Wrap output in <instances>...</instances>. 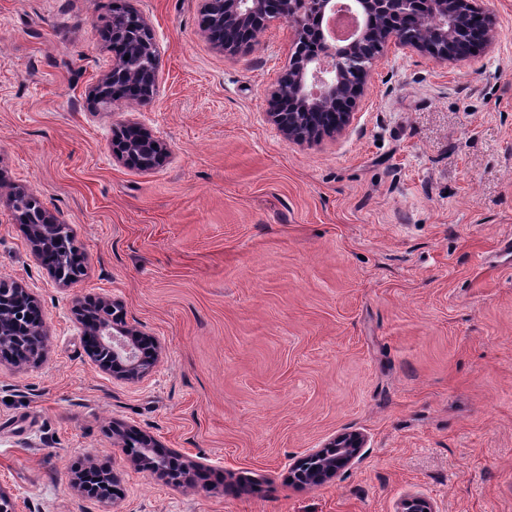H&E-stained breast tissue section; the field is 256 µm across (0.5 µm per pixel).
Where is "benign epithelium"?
<instances>
[{"mask_svg": "<svg viewBox=\"0 0 512 512\" xmlns=\"http://www.w3.org/2000/svg\"><path fill=\"white\" fill-rule=\"evenodd\" d=\"M204 29L211 32L217 46L241 53L251 48L248 36L274 21L290 29L292 52L288 88L279 89L285 103L268 113L269 120L290 140L303 142L322 133L331 135L349 125L356 100L361 96L370 65L359 58L362 48L375 42L378 51L390 44L409 48L432 57L451 60L457 45L468 39L474 43L493 38V19L486 0H424L425 13L417 10L419 0H224V13H211L212 0H200ZM355 10L361 17L349 34L336 35V12ZM112 41V67L97 82L91 99L97 104L122 101L110 92V83L122 79L139 88L143 67L158 66L159 55L149 24L143 14L129 6L112 14L107 24ZM112 152L129 166L149 171L161 166L167 148L138 123L128 121L115 131ZM31 206L32 221L27 225L32 254L42 260L44 244L66 236V225L36 205L22 193L10 196L9 204L22 210ZM79 250H63L49 270L64 287L78 278L82 267ZM39 310L33 295L20 283L0 290V350L16 347L30 331L26 322ZM87 355L112 377L137 381L148 375L159 358L156 342L126 322L123 305L104 298L92 306L75 307ZM113 434L126 453L132 454L143 470L171 478V469L186 471L182 463L157 451L152 438L118 428ZM357 432L331 438L321 449L294 466L291 472L302 481L324 482L350 464L363 447ZM316 462L308 468L309 462ZM26 502L0 490V512H26ZM397 512H437L433 502L423 496L401 499Z\"/></svg>", "mask_w": 512, "mask_h": 512, "instance_id": "7a95c632", "label": "benign epithelium"}]
</instances>
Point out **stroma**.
<instances>
[{
	"label": "stroma",
	"instance_id": "stroma-1",
	"mask_svg": "<svg viewBox=\"0 0 512 512\" xmlns=\"http://www.w3.org/2000/svg\"><path fill=\"white\" fill-rule=\"evenodd\" d=\"M136 4L159 53L147 102L93 108L103 29ZM471 56L395 46L340 133L297 143L268 119L288 66L271 23L231 54L199 0H0V277L38 300L42 358L0 359V489L32 512H512V0ZM166 145L119 162L116 126ZM33 193L85 255L62 287L6 199ZM122 303L159 359L137 382L91 362L77 301ZM203 463L139 469L113 424ZM365 445L319 485L297 461ZM96 464L107 502L71 485ZM134 134H130V133ZM156 144V147H152ZM112 152L129 166L149 171L161 166L168 157L167 148L138 123L128 121L115 131Z\"/></svg>",
	"mask_w": 512,
	"mask_h": 512
}]
</instances>
